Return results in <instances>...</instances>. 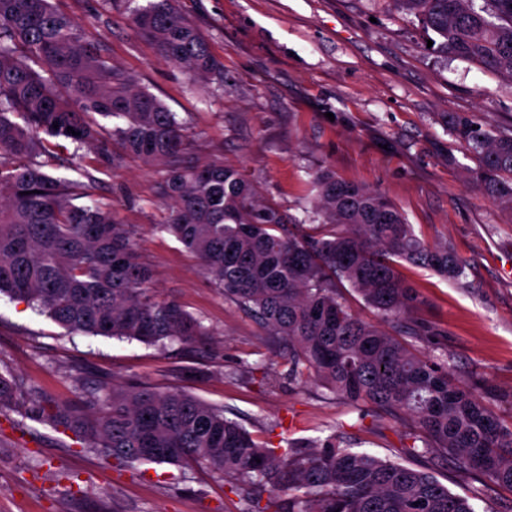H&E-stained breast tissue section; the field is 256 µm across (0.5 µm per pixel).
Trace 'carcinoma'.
<instances>
[{"label": "carcinoma", "instance_id": "cac0c4a2", "mask_svg": "<svg viewBox=\"0 0 512 512\" xmlns=\"http://www.w3.org/2000/svg\"><path fill=\"white\" fill-rule=\"evenodd\" d=\"M395 2L436 34L433 50L512 78V0L479 8L475 0ZM130 25L194 83L221 72L175 0H148ZM449 125L477 161L470 181L512 208V134L465 113ZM115 142L164 169L160 190L170 206L160 229L197 256L224 298L288 346L289 382L318 381L360 411L409 417L401 454L450 458L477 486L455 494L427 470L343 447L335 433L276 455L224 410L150 384L103 380L85 408L0 373V413L61 427L126 466L204 464L246 494L247 512H475L471 500L512 492V423L414 345L439 329L410 318L421 298L399 267L464 277L467 261L448 240L418 236L384 194L330 170L314 175L312 215L299 220L264 201L238 169L185 160L175 114L51 0H0V294L27 301L68 333L153 345L210 334L179 303L157 298L134 233L112 209L83 202L85 193L54 173L71 161L58 153L66 143L94 147L99 167L115 166ZM344 287L389 328L353 313Z\"/></svg>", "mask_w": 512, "mask_h": 512}]
</instances>
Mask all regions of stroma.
<instances>
[{
    "label": "stroma",
    "instance_id": "1",
    "mask_svg": "<svg viewBox=\"0 0 512 512\" xmlns=\"http://www.w3.org/2000/svg\"><path fill=\"white\" fill-rule=\"evenodd\" d=\"M88 41L162 101L181 122L195 159L240 169L262 197L304 218L314 173L384 193L427 240L447 238L468 260L461 280L422 268L406 278L423 299L416 316L440 333L420 344L512 418V209L469 182L475 161L448 129L455 112L512 130V79L425 50L427 36L395 0H177L222 65L208 85L165 61L129 24L145 0H51ZM84 148L64 177L89 187L134 232L159 299L209 327L193 344L163 348L67 334L25 302L0 296V372L86 400L101 377L182 390L241 422L267 447L340 431L353 450L427 469L457 494L473 484L453 461L404 458L407 425L359 413L325 386L289 385L287 353L226 300L199 259L158 229L167 202L161 173L128 157L94 167ZM223 475L204 465L101 461L49 425L0 414V512H245Z\"/></svg>",
    "mask_w": 512,
    "mask_h": 512
}]
</instances>
